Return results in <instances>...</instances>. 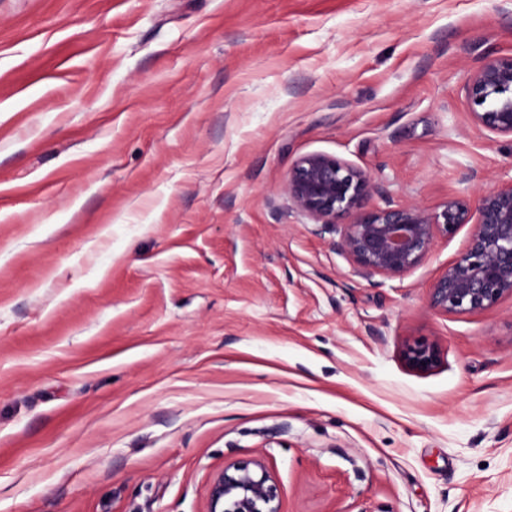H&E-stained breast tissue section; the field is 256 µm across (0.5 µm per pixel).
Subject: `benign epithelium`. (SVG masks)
<instances>
[{
    "mask_svg": "<svg viewBox=\"0 0 512 512\" xmlns=\"http://www.w3.org/2000/svg\"><path fill=\"white\" fill-rule=\"evenodd\" d=\"M464 91L480 128L512 137V54L487 59ZM283 191L289 206L313 223L342 225L334 246L363 279L404 276L429 257L438 236L451 237L469 224L467 248L430 286L431 307L446 315L472 314L512 296V182L482 193L474 208L460 199L435 210L392 201L368 208L379 187L366 171L312 153L294 163ZM402 358L409 369L428 373L441 353L433 343L415 341L405 345ZM207 512H280L279 485L261 460L234 463L212 478Z\"/></svg>",
    "mask_w": 512,
    "mask_h": 512,
    "instance_id": "1",
    "label": "benign epithelium"
}]
</instances>
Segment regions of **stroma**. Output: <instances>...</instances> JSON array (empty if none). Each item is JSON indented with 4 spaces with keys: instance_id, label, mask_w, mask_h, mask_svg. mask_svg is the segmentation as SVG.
<instances>
[{
    "instance_id": "35a3bbf8",
    "label": "stroma",
    "mask_w": 512,
    "mask_h": 512,
    "mask_svg": "<svg viewBox=\"0 0 512 512\" xmlns=\"http://www.w3.org/2000/svg\"><path fill=\"white\" fill-rule=\"evenodd\" d=\"M510 53L512 0H0V512H207L254 459L281 512H512V296L429 303L469 226L368 281L283 193L512 181L463 90ZM402 358L409 369L419 373H428L440 364L441 353L436 344L414 341L405 345L402 350Z\"/></svg>"
}]
</instances>
